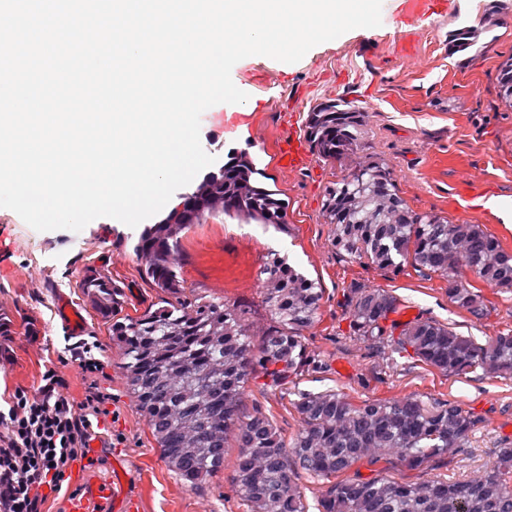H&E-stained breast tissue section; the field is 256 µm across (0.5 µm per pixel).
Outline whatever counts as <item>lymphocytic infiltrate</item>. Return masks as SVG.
<instances>
[{
    "label": "lymphocytic infiltrate",
    "mask_w": 512,
    "mask_h": 512,
    "mask_svg": "<svg viewBox=\"0 0 512 512\" xmlns=\"http://www.w3.org/2000/svg\"><path fill=\"white\" fill-rule=\"evenodd\" d=\"M89 343L72 347L88 391L82 402L66 392V381L48 371L39 394L18 389L8 410H0V512H45L49 500L73 498V467L92 469L100 460L90 448L99 436V419L109 398L94 380L104 366Z\"/></svg>",
    "instance_id": "1"
}]
</instances>
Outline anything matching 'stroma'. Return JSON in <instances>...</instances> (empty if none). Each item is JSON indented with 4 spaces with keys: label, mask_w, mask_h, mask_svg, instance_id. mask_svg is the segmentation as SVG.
Listing matches in <instances>:
<instances>
[{
    "label": "stroma",
    "mask_w": 512,
    "mask_h": 512,
    "mask_svg": "<svg viewBox=\"0 0 512 512\" xmlns=\"http://www.w3.org/2000/svg\"><path fill=\"white\" fill-rule=\"evenodd\" d=\"M505 2L495 26L487 27L483 21L493 0H452L444 15L411 12L407 0H383L381 26L350 30L298 62L260 55L240 60L231 78L247 101L217 104L201 116L202 147L216 159L211 172L229 153L248 152L265 184L284 200L286 223L265 227L222 214L192 225L176 258L185 295L248 306L255 331H262L270 317L261 305L260 270L268 253L277 251L324 291L321 318L304 333L317 365L295 379L297 390L333 389L355 402L416 396L481 417L469 448L458 456L424 469H394V477L405 482L482 474L498 449L512 445V379L479 371L446 376L408 356L386 361L351 336L345 293L383 289L399 301L390 324L432 318L482 344L512 329V290L482 285L487 312L477 318L450 302L448 284L438 275L410 267L392 273L337 254L322 201L327 187L359 162L382 161L413 210L484 225L512 252V106L500 99L497 82L501 66L512 60V0ZM463 26L477 28V43L450 53L448 38ZM338 97L366 114L357 151L333 162L311 155L300 168H283L280 155L292 138L303 137L307 113ZM139 234V228L106 217L77 233L39 232L0 208V320L9 324L0 334V406L16 389L37 393L52 369L66 379L69 396L83 401L88 383L77 361L68 359V347L78 339L93 343L94 357L104 364L98 385L111 397L110 414L99 427L116 442L99 449L102 466L74 471L72 486L109 480L119 454L128 461L122 495L139 512H243L231 483L235 453H228L222 473L197 487L168 469L128 391L124 357L109 325L77 286L78 274L93 268L119 288L120 315L161 306L164 293L145 278L133 251ZM61 294L85 319L80 337L68 335L54 311ZM257 410L271 414L284 436L301 426L287 401L253 382L243 411Z\"/></svg>",
    "instance_id": "35a3bbf8"
}]
</instances>
